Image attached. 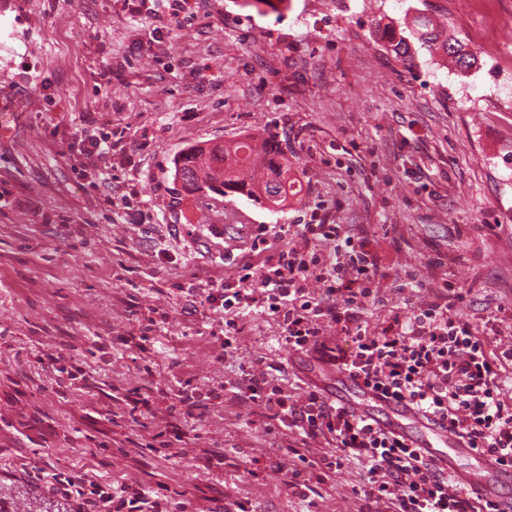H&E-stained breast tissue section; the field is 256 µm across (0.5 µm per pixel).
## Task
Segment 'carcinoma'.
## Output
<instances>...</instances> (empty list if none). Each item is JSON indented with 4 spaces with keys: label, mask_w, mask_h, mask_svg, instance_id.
Wrapping results in <instances>:
<instances>
[{
    "label": "carcinoma",
    "mask_w": 512,
    "mask_h": 512,
    "mask_svg": "<svg viewBox=\"0 0 512 512\" xmlns=\"http://www.w3.org/2000/svg\"><path fill=\"white\" fill-rule=\"evenodd\" d=\"M409 35H404V32ZM376 32L387 52L410 60V39L448 57L460 71L478 64L477 56L460 41L440 39L426 15H416L402 28L388 22L376 24ZM173 183L187 192H213L222 196L247 194L272 211L288 206V198L298 194L288 179V156L270 136L258 142L243 138L229 144L191 146L173 160Z\"/></svg>",
    "instance_id": "obj_1"
}]
</instances>
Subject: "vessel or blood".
Here are the masks:
<instances>
[{
    "mask_svg": "<svg viewBox=\"0 0 512 512\" xmlns=\"http://www.w3.org/2000/svg\"><path fill=\"white\" fill-rule=\"evenodd\" d=\"M336 386L335 400L350 411L420 448L437 468L474 496L503 502L504 486L512 487V468L502 467L471 448L468 440L433 416L407 402L384 398L346 371L338 372Z\"/></svg>",
    "mask_w": 512,
    "mask_h": 512,
    "instance_id": "vessel-or-blood-1",
    "label": "vessel or blood"
}]
</instances>
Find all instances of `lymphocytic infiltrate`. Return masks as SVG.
Instances as JSON below:
<instances>
[{
    "label": "lymphocytic infiltrate",
    "instance_id": "f902f5d3",
    "mask_svg": "<svg viewBox=\"0 0 512 512\" xmlns=\"http://www.w3.org/2000/svg\"><path fill=\"white\" fill-rule=\"evenodd\" d=\"M297 233L307 248L276 250L264 227H257L252 248L262 263H243L234 280L209 289L206 303L229 314L221 342L225 352L236 350L244 333L238 312L257 309L278 322L289 348L332 355L338 367L367 386L439 417L472 447L512 468V348L498 350L489 336L457 317L463 288L445 281L431 300L371 332L363 313L377 298V255L340 224H301ZM322 243L332 245L331 254L319 251ZM312 280L319 295L307 289ZM329 324L348 338V348L332 352L324 335ZM233 388L235 399L272 410L277 428L294 432L301 443L321 438L332 445L333 454L307 461L316 482L327 471L361 464L364 476L355 494L362 512L381 503L393 512H507L505 504L480 501L448 480L403 439L316 392L295 400L247 367ZM47 491L68 501L70 512H189L188 502L159 489L101 482L85 473H53Z\"/></svg>",
    "mask_w": 512,
    "mask_h": 512
}]
</instances>
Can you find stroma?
<instances>
[{
  "label": "stroma",
  "instance_id": "stroma-1",
  "mask_svg": "<svg viewBox=\"0 0 512 512\" xmlns=\"http://www.w3.org/2000/svg\"><path fill=\"white\" fill-rule=\"evenodd\" d=\"M134 13L122 0H0V498L34 512L66 505L25 482L42 468L167 486L202 512H302L271 462L294 434L271 412L219 397L242 367L295 397L332 368L288 349L257 311L223 353L222 310L206 289L260 263L251 235L303 246L290 224H342L380 260L363 318L386 326L458 282L456 307L512 348V0H190ZM425 14L478 56L462 72L415 41L412 62L385 51L375 23ZM110 134L103 152L85 140ZM277 137L302 191L273 213L242 195L175 192L172 161L196 144ZM150 328L148 351L113 337ZM61 362H54V355ZM82 366L77 388L62 365ZM191 382L196 417L175 392ZM150 394L132 420L127 391ZM180 452L147 450L168 425ZM220 449L207 466L200 449ZM362 469L315 485L314 512H358Z\"/></svg>",
  "mask_w": 512,
  "mask_h": 512
}]
</instances>
